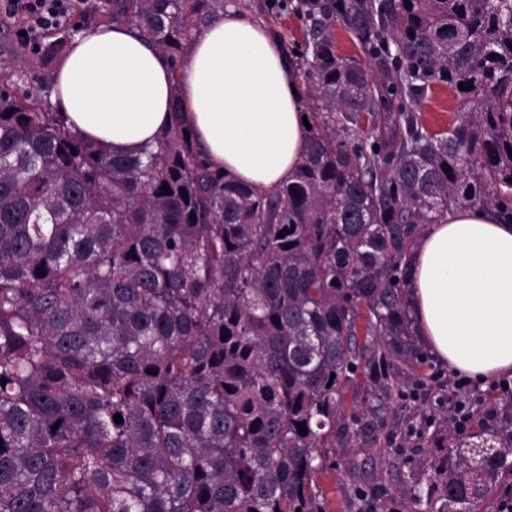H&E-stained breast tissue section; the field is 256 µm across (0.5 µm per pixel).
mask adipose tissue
<instances>
[{"mask_svg":"<svg viewBox=\"0 0 512 512\" xmlns=\"http://www.w3.org/2000/svg\"><path fill=\"white\" fill-rule=\"evenodd\" d=\"M52 82L66 126L124 154L154 143L180 99L207 163L266 192L288 179L306 139L297 75L238 0L187 42L180 71L119 23L77 37ZM412 266L410 304L431 356L475 381L512 374V221L453 209L426 227Z\"/></svg>","mask_w":512,"mask_h":512,"instance_id":"obj_1","label":"adipose tissue"}]
</instances>
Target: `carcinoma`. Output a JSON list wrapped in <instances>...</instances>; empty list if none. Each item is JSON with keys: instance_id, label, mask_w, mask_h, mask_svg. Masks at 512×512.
Listing matches in <instances>:
<instances>
[{"instance_id": "carcinoma-1", "label": "carcinoma", "mask_w": 512, "mask_h": 512, "mask_svg": "<svg viewBox=\"0 0 512 512\" xmlns=\"http://www.w3.org/2000/svg\"><path fill=\"white\" fill-rule=\"evenodd\" d=\"M223 9L98 6L175 67ZM295 11L311 128L273 193L210 166L177 99L127 156L0 91V512H324L314 475L352 438L345 384L361 368L386 398L393 378L423 384L413 250L451 208L512 216V0ZM338 28L366 59L337 53ZM75 35L37 46L45 84ZM435 85L458 100L440 133L414 112ZM429 447L406 500L483 512L512 472V416Z\"/></svg>"}]
</instances>
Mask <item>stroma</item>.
<instances>
[{"label":"stroma","instance_id":"obj_1","mask_svg":"<svg viewBox=\"0 0 512 512\" xmlns=\"http://www.w3.org/2000/svg\"><path fill=\"white\" fill-rule=\"evenodd\" d=\"M298 0H288V9H279L276 0H242L244 8L263 21L280 39L290 60H297L296 46L303 40V23L293 12ZM0 61L21 70L28 87H38L44 73L32 49L16 38L12 25L0 26ZM457 110L451 89L434 87L418 107L423 125L433 132L446 130ZM424 384L412 387L400 383L392 399L378 412H371L375 398L367 375L357 374L343 391V415L352 432L350 450L329 449L316 479L324 491L326 512H370V504L382 505L385 512H401L400 490L424 480L422 463L428 459V441L443 430H455V419L446 415L445 398L456 376L436 360L421 366ZM512 406V389L505 391L498 380L482 383L472 396L473 422L495 425V416L504 406ZM365 490L368 501L356 497Z\"/></svg>","mask_w":512,"mask_h":512}]
</instances>
